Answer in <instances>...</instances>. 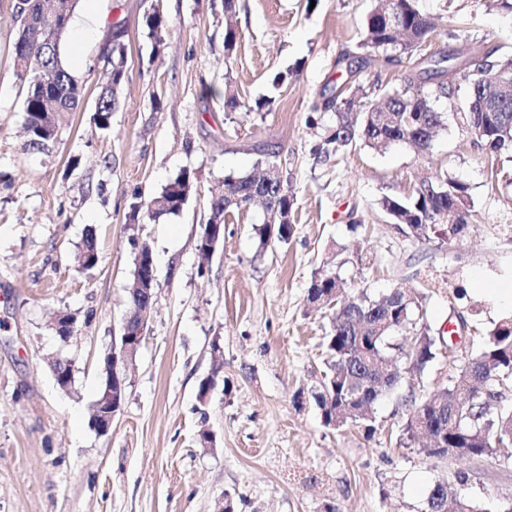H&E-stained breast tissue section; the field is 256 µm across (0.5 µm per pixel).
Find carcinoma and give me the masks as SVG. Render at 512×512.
<instances>
[{
    "mask_svg": "<svg viewBox=\"0 0 512 512\" xmlns=\"http://www.w3.org/2000/svg\"><path fill=\"white\" fill-rule=\"evenodd\" d=\"M236 0H224V49L235 48L238 31L235 22ZM148 38L155 45L162 43L167 21L157 12L144 18ZM430 18L416 5V0H374L364 22L361 47L379 56L388 49L409 54L432 33ZM14 54L38 55L54 73L55 80L46 83L40 73L19 71L17 77L25 87V130L29 146L40 149L56 140L61 114L75 112L83 102L82 85L66 68L60 42L49 47L30 40L27 30L18 29ZM489 50L476 66L468 104L458 120L477 136V145L491 156L512 153V112L485 111L483 79L480 72L493 66ZM459 56L440 55L429 59L427 67L418 73L424 81L435 80L434 95L414 91L413 79L404 87L384 95L363 112H354V95L359 88L339 87L336 94L324 102V109L336 108V126L327 138L335 151H345L356 141L383 150L396 143H410L426 151L436 132L443 125L433 98L448 96L445 75L458 67ZM126 47L124 42L112 43L110 74L126 77ZM114 86L107 81L100 87L95 109V125L100 130L111 126L116 107ZM194 189L191 175L184 171L168 182L160 196L130 205L129 221L136 223L150 206L156 216L179 214ZM278 215L285 209L293 214L294 199L284 181L264 182L252 174L224 179V195L210 202L207 223L222 224L226 215L242 211L255 201ZM383 210L397 224L407 225L418 239H425L440 224L448 225L452 235L463 233L470 224L466 187L449 178L423 179L406 200L386 197ZM286 242L292 234V223H277L272 229H260V244L270 235ZM75 260L84 270L98 262L96 242L88 234L77 246ZM310 303L322 301L336 307L334 329L325 336L330 361L321 390L313 399L321 411L326 426L340 427L348 421L363 422L365 428L374 405L402 380L401 368L387 361L399 357L400 346L390 343L391 333L410 330L411 345L407 360L411 370L421 373L436 358L437 341L428 326L415 329L416 316L423 309L417 292L390 290L374 295L364 289L348 294L344 281L334 272H322L307 290ZM512 384V322L497 325L486 337L480 353L459 368L458 378L415 406L405 425L408 438L415 441L427 432L441 437L446 447L428 449L433 457L496 456L512 461V404L507 403L506 390ZM428 512H482L481 506L464 494H448L442 483L434 485L428 496Z\"/></svg>",
    "mask_w": 512,
    "mask_h": 512,
    "instance_id": "cac0c4a2",
    "label": "carcinoma"
}]
</instances>
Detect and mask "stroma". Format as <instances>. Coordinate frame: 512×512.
Segmentation results:
<instances>
[{
	"label": "stroma",
	"mask_w": 512,
	"mask_h": 512,
	"mask_svg": "<svg viewBox=\"0 0 512 512\" xmlns=\"http://www.w3.org/2000/svg\"><path fill=\"white\" fill-rule=\"evenodd\" d=\"M437 34L421 52L362 64V23L372 0H237L239 38L224 49L223 0H78L64 60L84 87L48 150L30 149L16 76L15 0H0V512H427L436 483L462 487L485 512L512 503V462L429 456L408 441L416 401L448 385L512 305L493 303L481 282L512 289V161L489 158L458 123L470 74L441 100L442 129L424 152L398 143L319 154L336 123L322 103L330 87L359 85L365 102L401 88L424 57L462 42L512 53V11L497 0H417ZM168 21L161 46L146 13ZM102 23L88 37V12ZM125 29L127 77L111 128L93 109L105 82L102 52ZM82 47H75V40ZM349 54L351 66L337 65ZM232 91L247 106L224 109ZM273 162L294 197L288 242L261 244L260 206L233 214L207 272L198 238L228 176ZM195 190L183 211L128 221L131 203L159 196L181 172ZM424 176L468 188L473 222L452 236L439 225L418 240L392 223L383 198H404ZM93 233L97 266L82 270L76 247ZM152 249L160 288L146 336L128 366L122 409L108 433L91 424L103 361L128 307L138 243ZM321 271L349 290L413 289L432 332L467 325L440 344L424 373L406 371L375 407L373 432L325 426L313 400L327 357L332 309L306 305ZM68 312L76 331L57 335ZM224 352L216 367L213 342ZM73 365L71 387L51 363ZM217 384L207 401L198 384ZM210 431L215 445L198 442ZM466 482H458V475Z\"/></svg>",
	"instance_id": "obj_1"
}]
</instances>
